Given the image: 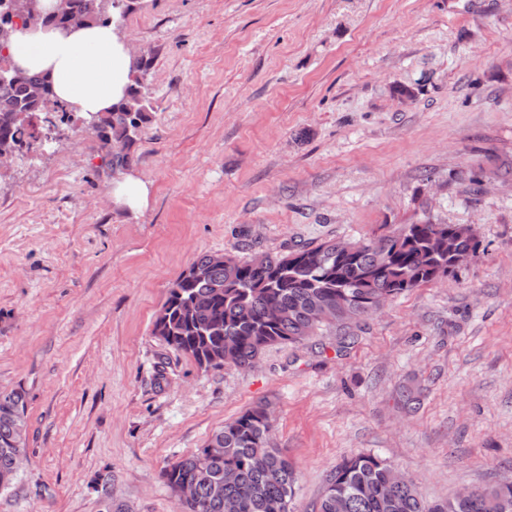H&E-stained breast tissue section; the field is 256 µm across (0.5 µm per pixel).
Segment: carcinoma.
<instances>
[{
  "instance_id": "cac0c4a2",
  "label": "carcinoma",
  "mask_w": 512,
  "mask_h": 512,
  "mask_svg": "<svg viewBox=\"0 0 512 512\" xmlns=\"http://www.w3.org/2000/svg\"><path fill=\"white\" fill-rule=\"evenodd\" d=\"M81 2L59 0L50 7L44 0H0V51L13 39L14 16L23 26L36 18L59 30L79 19L119 30L129 9L124 0H94L88 9ZM132 73V85L112 111L83 123L114 147L107 161L114 174L132 164V148L152 110L146 61L133 59ZM48 103L63 117L72 112L42 73L0 82V152L10 150L21 159L41 148ZM450 235L460 250L479 247L471 225L427 219L366 240L330 239L284 254L202 255L171 283L153 335L204 371L249 368L270 346L301 343L324 329L368 318L388 299L448 276ZM27 423L26 392L0 390V491L14 484L27 460V437L20 435ZM272 429L267 407L258 404L215 431L199 452L166 466L162 477L170 489L192 488V498L179 502L180 512H290L296 469L274 447ZM317 512H512V482L427 503L414 484L394 480L385 459L358 454L330 473Z\"/></svg>"
}]
</instances>
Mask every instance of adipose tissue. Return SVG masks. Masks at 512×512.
<instances>
[{
  "mask_svg": "<svg viewBox=\"0 0 512 512\" xmlns=\"http://www.w3.org/2000/svg\"><path fill=\"white\" fill-rule=\"evenodd\" d=\"M9 54L22 69L49 73L56 96L84 115L110 110L130 83V50L110 25L67 37L51 29H23Z\"/></svg>",
  "mask_w": 512,
  "mask_h": 512,
  "instance_id": "adipose-tissue-1",
  "label": "adipose tissue"
}]
</instances>
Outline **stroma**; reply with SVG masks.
<instances>
[{
  "label": "stroma",
  "mask_w": 512,
  "mask_h": 512,
  "mask_svg": "<svg viewBox=\"0 0 512 512\" xmlns=\"http://www.w3.org/2000/svg\"><path fill=\"white\" fill-rule=\"evenodd\" d=\"M123 35L148 52L146 205L110 197L76 113L0 174V389L29 423L0 512H101L105 489L178 512L162 469L259 403L293 512L363 453L429 502L512 479V0H133ZM423 218L472 225L476 254L347 331L208 372L152 333L199 255Z\"/></svg>",
  "instance_id": "obj_1"
}]
</instances>
